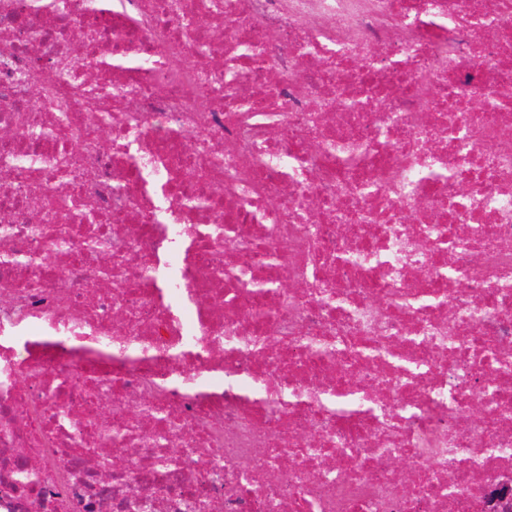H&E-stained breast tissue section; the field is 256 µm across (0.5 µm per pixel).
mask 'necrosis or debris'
<instances>
[{"instance_id": "obj_1", "label": "necrosis or debris", "mask_w": 512, "mask_h": 512, "mask_svg": "<svg viewBox=\"0 0 512 512\" xmlns=\"http://www.w3.org/2000/svg\"><path fill=\"white\" fill-rule=\"evenodd\" d=\"M501 489L512 0H0V512Z\"/></svg>"}]
</instances>
